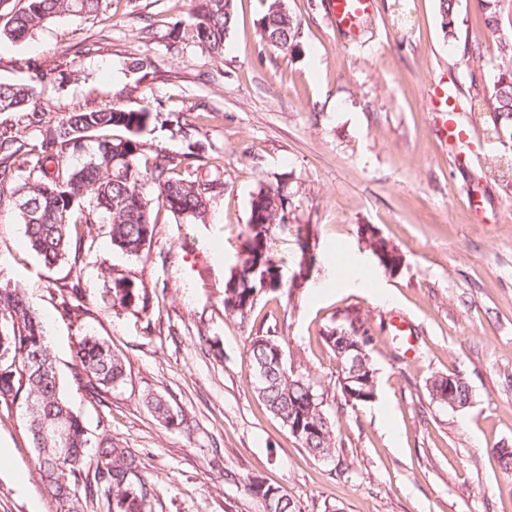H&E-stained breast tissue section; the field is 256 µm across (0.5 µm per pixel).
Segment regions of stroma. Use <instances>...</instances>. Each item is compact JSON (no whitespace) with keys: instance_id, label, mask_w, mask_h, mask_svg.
<instances>
[{"instance_id":"stroma-1","label":"stroma","mask_w":512,"mask_h":512,"mask_svg":"<svg viewBox=\"0 0 512 512\" xmlns=\"http://www.w3.org/2000/svg\"><path fill=\"white\" fill-rule=\"evenodd\" d=\"M195 0H103L97 16L61 18L21 42L0 43V82L25 83L27 59L53 69L39 86L49 119L117 102L183 116L188 137L164 127L143 138L172 152L196 144L224 193L205 223L163 211L149 250L112 248L90 228L82 251L87 294L64 315L57 289L69 264L46 268L9 202L0 203V282L23 288L48 325L66 399L90 437L110 434L135 451L158 497L154 512H265L244 484L280 487L296 512H512V137L496 133L482 101L512 39V0H499L489 32L477 0H457L458 38H445L438 0H377L355 32L332 23L329 0H288L302 54L264 44L260 0H236L220 59L151 31L189 22ZM147 53V78L128 57ZM451 87L470 129L466 143L439 137L432 104ZM292 191L294 223L271 242L283 281L300 270L298 224L313 225L316 262L304 287L261 294L247 320L224 312L259 182ZM374 225L405 260L379 267L360 237ZM359 273L357 287L344 277ZM144 284L148 313L111 307L112 280ZM391 300H381V292ZM360 317L372 338L377 395L342 408L339 363L327 330ZM91 334L127 359L125 383L96 400L73 381L75 346ZM282 346L287 367L311 376L336 421V457L309 456L255 391L247 353L254 336ZM461 375L473 402L455 411L431 400L436 375ZM165 396L185 424L168 428L142 397ZM0 512H60L45 491L22 405H0Z\"/></svg>"}]
</instances>
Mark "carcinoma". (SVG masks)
Masks as SVG:
<instances>
[{
    "instance_id": "carcinoma-1",
    "label": "carcinoma",
    "mask_w": 512,
    "mask_h": 512,
    "mask_svg": "<svg viewBox=\"0 0 512 512\" xmlns=\"http://www.w3.org/2000/svg\"><path fill=\"white\" fill-rule=\"evenodd\" d=\"M258 20L261 40L284 53L301 52L300 24L281 0H262ZM102 0H24L10 11L0 26V42H19L32 37L47 24L62 18L86 19L97 14ZM483 23L498 30L494 0H479ZM442 30L450 41L457 38L455 0H439ZM235 24L234 0H200L190 22L173 25L161 38L191 41L215 58L224 48ZM128 69L147 76L154 66L150 55L129 58ZM27 83L0 82V113L14 112L28 125L41 127L29 143L24 129L0 126V197L9 196L18 220L24 224L31 249L44 265L53 268L73 259L76 268L82 247L88 244L87 228L105 223L112 248L138 256L151 246L158 224L155 206L173 216L203 223L212 200L224 192L218 179L198 176L200 154L190 144L173 153L153 147L143 139L155 124L169 118L144 107L126 109L112 104L95 110L73 111L47 121L36 95V85L54 78L53 70L35 60ZM499 73L487 108L495 114L494 129H512V41L500 44ZM114 131L97 140L96 148L78 167L68 155L83 149L85 139L100 131ZM291 194L281 185L261 183L250 198V216L244 232V250L224 284V312L247 319L255 306L254 293L268 275L274 288L282 287L280 265L271 253L274 230L289 223ZM381 252L383 264L397 258L398 247L385 238L370 243ZM61 306L69 316L81 312L86 285L81 272L59 289ZM112 306L145 313L152 305L147 288L125 278L112 279ZM325 342L336 359L345 361L343 350L360 345L370 353V338L356 317L344 327L330 329ZM247 352L257 381V394L266 409L283 425L292 422L303 430L298 443L313 458L336 456L334 420L323 409L316 385L309 376L289 371L280 344L268 336L250 338ZM55 364L46 340L41 316L17 286H0V403L21 399L29 414L27 431L43 484L61 504V512H86L88 504L103 497L107 512H152L157 489L141 473L137 454L109 434L96 442L87 436L79 415L65 399L58 373L44 375L39 366ZM127 378L124 357L112 343L94 335L79 337L76 344L74 382L92 397L102 398ZM143 403L166 427H178L184 415L173 411L162 395L148 393ZM248 495L260 499L266 512H296L287 493L257 480L245 484Z\"/></svg>"
}]
</instances>
